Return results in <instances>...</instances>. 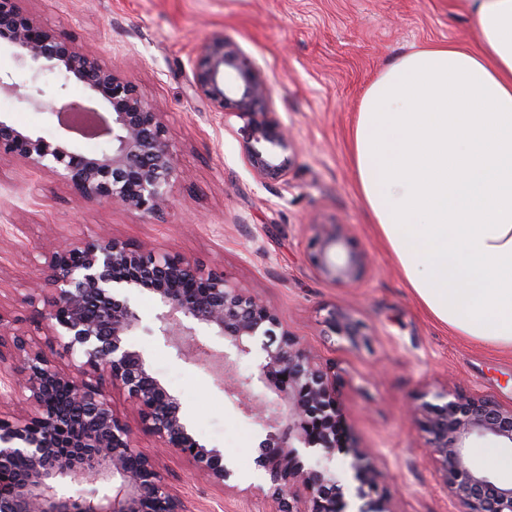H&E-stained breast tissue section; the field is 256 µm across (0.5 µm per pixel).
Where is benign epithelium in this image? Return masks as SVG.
<instances>
[{
	"mask_svg": "<svg viewBox=\"0 0 512 512\" xmlns=\"http://www.w3.org/2000/svg\"><path fill=\"white\" fill-rule=\"evenodd\" d=\"M16 3L0 0V51L29 65L32 75L22 84L0 78V90L69 128V115L95 111L69 100L74 77L109 108V117L96 114V133L104 136L96 154L73 139L47 138L0 119V158L51 173L85 201L145 218L164 211L178 167L159 113L99 54L60 41ZM46 73L63 77L54 104L42 99L39 80ZM190 90L246 120L245 157L258 179L288 184L294 143L270 112L272 87L250 57L232 41L213 40L193 63ZM51 234L62 242L27 251L26 302H44L35 310L43 337L4 324L0 314V377L13 380L0 393V512H186L161 474L159 457L139 449L132 427L113 409L115 390L136 406L161 447L185 459L201 479L223 487L231 476L221 451L196 439L179 399L128 344L140 327L129 303L132 290L152 292L167 308L156 316L163 336L194 339L204 330L240 355L256 347L262 352L258 380L275 397H262L250 415L267 430L257 464L270 479L271 512H346L351 501L356 512H393L377 495L378 471L367 452L352 453V482L337 477L335 378L274 310L188 257L109 234ZM313 248L317 271L335 284L364 275V257L342 225H319ZM333 326L343 336L358 332L347 316L333 317ZM57 357L68 364L57 365ZM412 417L422 422L426 453L451 500L464 512H512V476L470 458L478 440L512 446V406L445 390L413 407ZM300 448L321 449L326 463L307 467Z\"/></svg>",
	"mask_w": 512,
	"mask_h": 512,
	"instance_id": "1",
	"label": "benign epithelium"
}]
</instances>
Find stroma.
<instances>
[{"instance_id":"stroma-1","label":"stroma","mask_w":512,"mask_h":512,"mask_svg":"<svg viewBox=\"0 0 512 512\" xmlns=\"http://www.w3.org/2000/svg\"><path fill=\"white\" fill-rule=\"evenodd\" d=\"M63 42L93 47L160 113L179 174L170 206L144 218L78 197L55 176L0 159V313L25 320L17 289L30 275L24 250L50 229L106 227L113 237L195 259L275 310L336 377L346 446L367 451L394 512H462L437 482L410 405L460 389L512 405V352L450 334L406 288L394 254L355 192L347 141L363 92L399 55L430 42L474 39L462 0H18ZM239 45L273 90L271 110L294 140L287 186L258 180L245 160L244 121L192 94V63L218 37ZM342 224L367 259L355 284L324 280L311 259L318 223ZM141 325L130 341L182 404L202 443L234 463L227 487L201 480L181 457L161 455V472L187 512H268L257 465L265 439L237 397L214 382L222 340L208 357L155 330L163 308L137 299ZM361 325L338 335L328 316Z\"/></svg>"}]
</instances>
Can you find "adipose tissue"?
Wrapping results in <instances>:
<instances>
[{
    "label": "adipose tissue",
    "mask_w": 512,
    "mask_h": 512,
    "mask_svg": "<svg viewBox=\"0 0 512 512\" xmlns=\"http://www.w3.org/2000/svg\"><path fill=\"white\" fill-rule=\"evenodd\" d=\"M476 42L430 43L366 88L358 197L429 315L512 350V0H468Z\"/></svg>",
    "instance_id": "obj_1"
}]
</instances>
